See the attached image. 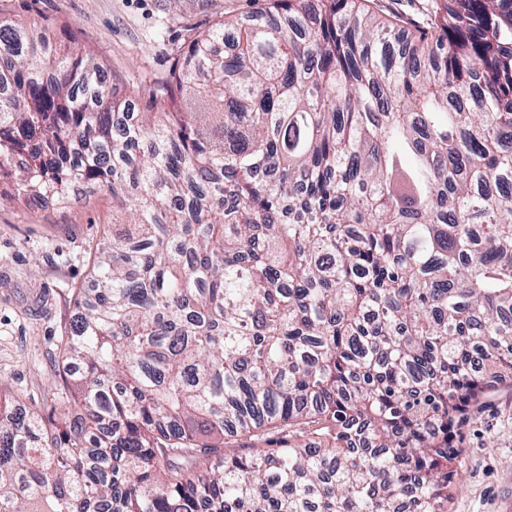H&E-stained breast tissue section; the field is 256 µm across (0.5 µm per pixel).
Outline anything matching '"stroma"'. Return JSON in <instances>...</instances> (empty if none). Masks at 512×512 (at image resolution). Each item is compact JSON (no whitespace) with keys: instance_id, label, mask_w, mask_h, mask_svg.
<instances>
[{"instance_id":"obj_1","label":"stroma","mask_w":512,"mask_h":512,"mask_svg":"<svg viewBox=\"0 0 512 512\" xmlns=\"http://www.w3.org/2000/svg\"><path fill=\"white\" fill-rule=\"evenodd\" d=\"M266 0H0V16L37 21L90 50L133 112L154 111L181 50L216 20L246 19ZM432 0H366L411 30L429 23ZM112 230V195L97 187L80 201L34 207L0 203V395L42 409L55 389L56 343L88 287L97 244ZM448 512H512V380L471 407L455 438Z\"/></svg>"}]
</instances>
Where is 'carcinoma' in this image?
<instances>
[{"label": "carcinoma", "instance_id": "1", "mask_svg": "<svg viewBox=\"0 0 512 512\" xmlns=\"http://www.w3.org/2000/svg\"><path fill=\"white\" fill-rule=\"evenodd\" d=\"M120 120L90 53L0 18V201L112 190L56 400H0V512H448L450 440L512 378V0L406 38L270 0ZM309 427L249 454L224 437Z\"/></svg>", "mask_w": 512, "mask_h": 512}]
</instances>
